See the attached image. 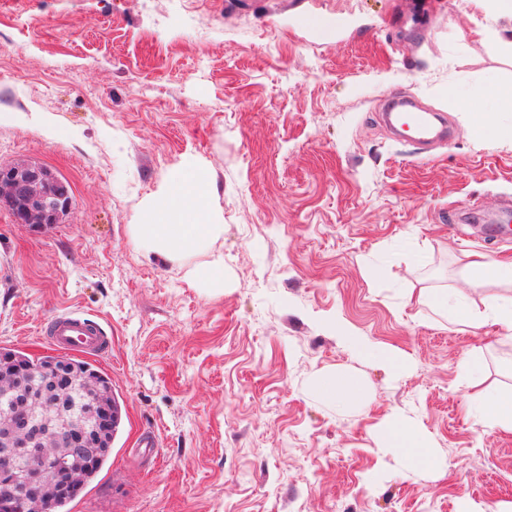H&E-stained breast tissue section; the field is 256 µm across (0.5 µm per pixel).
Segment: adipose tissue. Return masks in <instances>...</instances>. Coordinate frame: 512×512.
Segmentation results:
<instances>
[{
  "label": "adipose tissue",
  "instance_id": "adipose-tissue-1",
  "mask_svg": "<svg viewBox=\"0 0 512 512\" xmlns=\"http://www.w3.org/2000/svg\"><path fill=\"white\" fill-rule=\"evenodd\" d=\"M441 95L459 111L469 114L474 139L493 142L504 136L496 114L512 112L511 80L489 79L470 89L451 84L442 89ZM138 229L149 251L166 257L197 250L217 235L221 227L210 207L205 170L190 164L179 169L143 212ZM489 283L512 285V258L491 260L484 254L473 253L465 287L475 291ZM419 300L438 314L449 316L453 323L472 329L491 324L512 335V296H487L478 307L461 297L450 298L444 290L427 291ZM314 388L328 402L351 399L364 407L370 404L363 380L346 367L318 376ZM375 443L392 451L408 470L441 476L446 473L431 436L408 416H386L377 429Z\"/></svg>",
  "mask_w": 512,
  "mask_h": 512
}]
</instances>
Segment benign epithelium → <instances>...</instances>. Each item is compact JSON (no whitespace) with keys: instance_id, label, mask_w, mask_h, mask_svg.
Here are the masks:
<instances>
[{"instance_id":"benign-epithelium-1","label":"benign epithelium","mask_w":512,"mask_h":512,"mask_svg":"<svg viewBox=\"0 0 512 512\" xmlns=\"http://www.w3.org/2000/svg\"><path fill=\"white\" fill-rule=\"evenodd\" d=\"M0 197L8 201L17 223L47 228L59 223L71 207L64 181L48 174L46 167L17 161L0 162ZM84 394L86 411L94 424L86 427L64 416L74 388ZM0 392L12 395L14 409L0 419V489L15 499L18 512H47L48 501L59 491L61 479L75 483L100 448L97 440L107 417L117 423V410H108L106 396L91 378L61 366L33 390L28 373L19 367L0 368ZM23 455L29 467L13 475L15 460Z\"/></svg>"}]
</instances>
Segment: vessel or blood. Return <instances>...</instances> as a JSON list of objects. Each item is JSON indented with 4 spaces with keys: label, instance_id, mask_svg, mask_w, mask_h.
<instances>
[{
    "label": "vessel or blood",
    "instance_id": "b4317fda",
    "mask_svg": "<svg viewBox=\"0 0 512 512\" xmlns=\"http://www.w3.org/2000/svg\"><path fill=\"white\" fill-rule=\"evenodd\" d=\"M388 123L413 130L418 141L434 140L438 132L428 113L404 101H394ZM40 333L57 351L84 356L108 353L112 341L104 327L75 309H65L45 321Z\"/></svg>",
    "mask_w": 512,
    "mask_h": 512
}]
</instances>
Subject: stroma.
<instances>
[{
	"label": "stroma",
	"instance_id": "1",
	"mask_svg": "<svg viewBox=\"0 0 512 512\" xmlns=\"http://www.w3.org/2000/svg\"><path fill=\"white\" fill-rule=\"evenodd\" d=\"M321 27L306 26V18ZM479 0H0V161L70 185L37 231L0 206V349L52 355L65 308L102 323L91 359L122 411L97 479L65 512H457L512 501V434L475 425L474 396L512 389V339L422 304L467 253L512 255V140L473 139L443 100L512 55L479 41ZM442 113L418 147L380 119L394 94ZM208 171L222 231L147 253L145 203L185 162ZM224 264V284L202 275ZM406 352L394 374L338 326ZM484 358L472 381L459 366ZM346 366L370 408L319 398ZM400 412L448 473L408 471L373 429ZM157 446L139 452L145 433Z\"/></svg>",
	"mask_w": 512,
	"mask_h": 512
}]
</instances>
